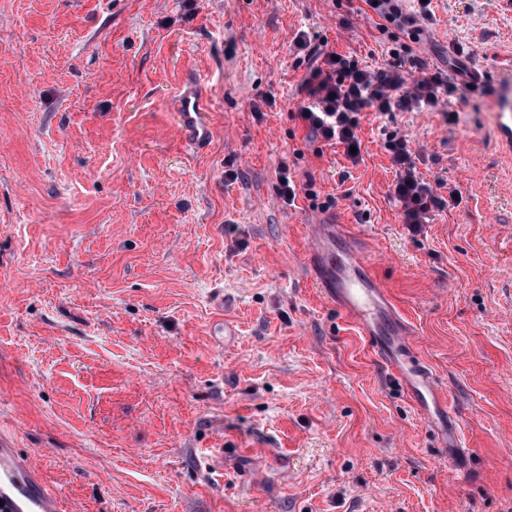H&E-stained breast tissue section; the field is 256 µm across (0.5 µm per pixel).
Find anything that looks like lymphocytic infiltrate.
Here are the masks:
<instances>
[{
	"instance_id": "f902f5d3",
	"label": "lymphocytic infiltrate",
	"mask_w": 512,
	"mask_h": 512,
	"mask_svg": "<svg viewBox=\"0 0 512 512\" xmlns=\"http://www.w3.org/2000/svg\"><path fill=\"white\" fill-rule=\"evenodd\" d=\"M371 6L384 30L402 39L400 51L392 63L376 71L360 68L358 61L326 55L321 64L310 66L299 90L304 98L295 120L301 122L310 137L344 145L352 151V162L362 160L358 132L367 110L395 118L397 113L411 112L428 106H441L444 96H461L479 91L489 93L490 85L466 82L449 83L441 71L430 70L427 63L413 55L411 45L418 42L432 19L428 0H420L415 10H407L404 0H363ZM398 171L393 185L401 207L402 219L413 228L427 223L432 207L439 203L431 185L418 178L406 136L391 131L386 143Z\"/></svg>"
}]
</instances>
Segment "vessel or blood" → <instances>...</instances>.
Returning <instances> with one entry per match:
<instances>
[{
  "mask_svg": "<svg viewBox=\"0 0 512 512\" xmlns=\"http://www.w3.org/2000/svg\"><path fill=\"white\" fill-rule=\"evenodd\" d=\"M182 133L197 147L212 135L203 118L198 82L185 84L176 97ZM312 259L317 282L358 326L368 345L416 403L429 424L441 425L446 445L459 450L458 426L437 379L413 356L409 331L370 264L354 248L340 224H316ZM0 512H59L57 496L37 478L32 464L0 440Z\"/></svg>",
  "mask_w": 512,
  "mask_h": 512,
  "instance_id": "1",
  "label": "vessel or blood"
}]
</instances>
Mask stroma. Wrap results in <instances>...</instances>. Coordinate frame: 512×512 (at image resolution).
<instances>
[{
  "mask_svg": "<svg viewBox=\"0 0 512 512\" xmlns=\"http://www.w3.org/2000/svg\"><path fill=\"white\" fill-rule=\"evenodd\" d=\"M432 9L415 55L444 69L463 47L494 93L366 113L355 164L292 119L294 43L386 65L373 12L0 0V436L66 512H512V0ZM199 76L202 149L174 107ZM395 129L445 202L417 232L392 194ZM315 224L354 234L464 456L318 288Z\"/></svg>",
  "mask_w": 512,
  "mask_h": 512,
  "instance_id": "obj_1",
  "label": "stroma"
}]
</instances>
